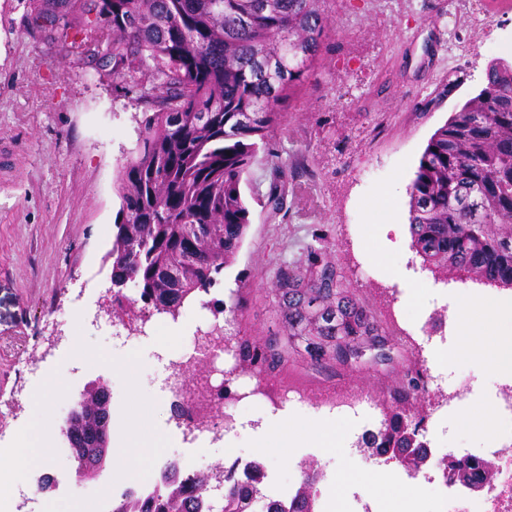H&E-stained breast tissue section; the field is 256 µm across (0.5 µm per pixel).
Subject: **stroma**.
I'll return each mask as SVG.
<instances>
[{"label":"stroma","instance_id":"1","mask_svg":"<svg viewBox=\"0 0 512 512\" xmlns=\"http://www.w3.org/2000/svg\"><path fill=\"white\" fill-rule=\"evenodd\" d=\"M71 20L60 17L53 33L34 23L26 0H0V449L15 447L22 423L61 442L60 426L85 383L110 382L112 412L126 419L155 410L162 447L132 462L128 482L150 483L164 457L187 455L201 468L227 465L218 453L199 450L194 433L176 420L160 390L157 353L146 337L116 342L99 307L111 286L105 256L112 246L119 200L117 163L133 148L143 107L124 81L101 71L71 46ZM512 45V11L499 13L485 30L470 26L459 0H333L319 61L269 135V153L250 174L255 192L266 193L275 168H285L283 209L269 215L250 202L253 220L235 261L209 292L184 304L176 320L184 336L214 324L215 301L239 299L241 336L261 344L282 334L274 288L276 269L308 265L311 250H326L343 281L381 318L396 316L406 335L404 357L392 369L314 364L304 358L266 375L267 386L286 396L301 385L290 412L299 426L321 421L336 432V445L310 438L297 448L269 449L266 459L281 484L298 483L302 464L313 463L322 486L356 470L371 482L373 462L351 458L350 437L368 425L321 407L336 390L363 389L388 398L407 366L423 363L431 385L452 392L470 382L465 414H426L425 427L439 453L481 455L475 428L496 396L498 381L481 380L466 361L444 371L439 350L451 332L427 337L432 313L475 292L497 287L470 280L435 281L420 270L409 245L376 249L377 227L408 221L407 186L433 132L453 107L483 86L488 63ZM422 273L429 287L415 298L385 278L386 268ZM97 352L74 360L73 341ZM132 357L139 369L114 370ZM58 375L60 390L44 387ZM59 486L51 495L20 502L16 512H45L49 501L73 512H102L116 476L105 466L98 480L76 486L68 453L46 467Z\"/></svg>","mask_w":512,"mask_h":512}]
</instances>
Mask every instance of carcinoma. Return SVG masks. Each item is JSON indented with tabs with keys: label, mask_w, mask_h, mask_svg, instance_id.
Wrapping results in <instances>:
<instances>
[{
	"label": "carcinoma",
	"mask_w": 512,
	"mask_h": 512,
	"mask_svg": "<svg viewBox=\"0 0 512 512\" xmlns=\"http://www.w3.org/2000/svg\"><path fill=\"white\" fill-rule=\"evenodd\" d=\"M33 21L72 16L80 46L108 75L139 88L144 117L136 146L116 174V234L112 241L120 280L141 287L142 310L178 317L173 297L186 302L208 292L238 253L251 224L244 186L266 152L269 133L293 90L319 56L331 0H28ZM410 247L435 280L512 288V65L494 59L485 85L456 105L430 136L408 185ZM257 203L281 210L280 183L272 180ZM209 225L196 258L185 260V234ZM284 343L256 345L235 339L245 368L271 373L302 355L300 345L348 347L390 332L345 287L336 264L320 250L305 271L282 265L276 274ZM335 311L319 320L315 307ZM422 374L408 370L405 385L383 401V421L370 436V456L408 471L430 467L418 414ZM471 482L493 479L469 457L457 461ZM224 478L219 512H252L264 497V470L248 479ZM321 470L308 463L292 495L266 503V512H318ZM202 477L180 476L123 494L116 512H200Z\"/></svg>",
	"instance_id": "carcinoma-1"
}]
</instances>
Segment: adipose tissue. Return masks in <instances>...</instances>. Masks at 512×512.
<instances>
[{
  "mask_svg": "<svg viewBox=\"0 0 512 512\" xmlns=\"http://www.w3.org/2000/svg\"><path fill=\"white\" fill-rule=\"evenodd\" d=\"M452 318L456 340L443 353L446 367L467 359L494 377H512V295L497 299L485 294L463 297L454 306ZM239 432L252 438L260 455L270 444L291 448L305 436L285 408L270 413L261 425H246Z\"/></svg>",
  "mask_w": 512,
  "mask_h": 512,
  "instance_id": "1",
  "label": "adipose tissue"
}]
</instances>
